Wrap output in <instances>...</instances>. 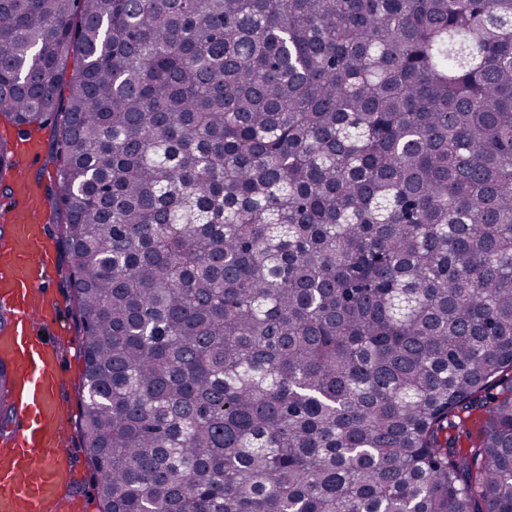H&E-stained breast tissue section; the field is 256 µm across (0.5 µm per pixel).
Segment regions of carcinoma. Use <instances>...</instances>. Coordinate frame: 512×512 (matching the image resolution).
<instances>
[{
	"instance_id": "cac0c4a2",
	"label": "carcinoma",
	"mask_w": 512,
	"mask_h": 512,
	"mask_svg": "<svg viewBox=\"0 0 512 512\" xmlns=\"http://www.w3.org/2000/svg\"><path fill=\"white\" fill-rule=\"evenodd\" d=\"M0 115L100 512H512V0H0ZM36 136L40 138L39 149L40 153L35 163L29 156L23 155L25 164L28 167H32V174H41L42 177V193L44 194V188L50 184V177L55 175L54 165L50 161V144H51V130L49 127L44 129L31 128L29 133L19 134L16 127H14L4 116H0V139H7L9 147L15 149L17 145H20L21 140L29 137ZM484 415L481 411H473L466 419V430H460L458 438V448L467 451L479 444L482 438V429L484 426Z\"/></svg>"
}]
</instances>
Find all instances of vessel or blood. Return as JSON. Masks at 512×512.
I'll list each match as a JSON object with an SVG mask.
<instances>
[{
  "label": "vessel or blood",
  "mask_w": 512,
  "mask_h": 512,
  "mask_svg": "<svg viewBox=\"0 0 512 512\" xmlns=\"http://www.w3.org/2000/svg\"><path fill=\"white\" fill-rule=\"evenodd\" d=\"M14 193L28 203L13 226V241L0 259V299H8L15 330L0 336V351L14 356L25 390L10 437L0 440V512H47L72 471L60 439L64 407L57 393L63 374L54 345L38 331L49 323L55 302L49 294V252L43 237L47 202L23 180Z\"/></svg>",
  "instance_id": "b4317fda"
}]
</instances>
